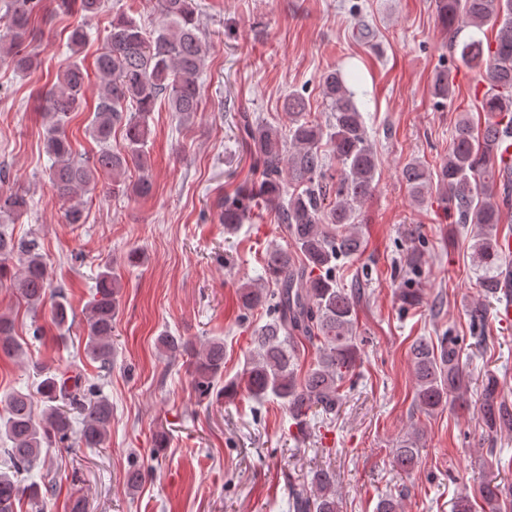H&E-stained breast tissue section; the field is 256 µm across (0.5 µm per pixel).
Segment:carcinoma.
I'll return each instance as SVG.
<instances>
[{
    "mask_svg": "<svg viewBox=\"0 0 512 512\" xmlns=\"http://www.w3.org/2000/svg\"><path fill=\"white\" fill-rule=\"evenodd\" d=\"M195 0H157L163 17L161 27L146 31L135 19L121 16L112 21L105 50L97 57L100 77L88 132L100 144L91 158L74 155L66 126L74 113L84 109L87 72L74 59L58 76L57 86L40 97L39 111L45 121V147L53 158L48 172L51 195L67 204L68 224L84 223L83 198L98 186L122 188L143 197L152 192L148 171L149 117L160 101L167 102L179 123L194 120L201 111L200 77L208 55L194 6ZM101 0H54L53 11H74L87 19L97 13ZM438 18L453 35L465 27L497 28L492 42L474 37L450 48L460 51V60L477 68L488 84L481 110L483 128L463 117L454 126L448 156L430 170L410 162L401 179L415 201H424V190L437 180L448 210L458 215L461 227L475 226L473 248L484 270V296L497 301L512 295V264L497 249L503 216L512 212V167L500 163L499 146L512 138V0H437ZM43 0H0V63L29 73L39 66L34 41L38 21L45 17ZM90 39L84 24L70 33L73 55ZM323 95L329 112L324 122L309 118L305 98L288 95L283 109L288 130L281 133L250 115L236 123L246 142L256 178L251 184L224 193L220 199L224 229L234 232L250 211L263 203L285 225L294 250L276 247L267 254L266 283H244L240 301L246 310L266 306L273 316L255 330V350L247 359L243 379L251 397L281 402L302 433L312 409L332 414L341 405L343 387L359 359L354 296L336 281L337 262L359 255L365 245L356 219L375 189L377 158L369 141L362 113L353 92L338 69L322 76ZM433 95L453 97L448 70L435 73ZM125 130L126 149L114 152L108 146L112 128ZM328 140L337 167L329 166L322 150ZM141 172L133 184H125L130 168ZM30 208L27 195L0 189V223L12 224ZM119 276L110 265L97 274L96 293L85 310V355L110 368L112 332L118 315L116 288ZM13 288L29 310L37 312L51 300V323L57 329L70 326L71 307L62 287L52 286L47 264L34 239L16 240L0 231V288ZM489 306L476 303L469 312V347L481 348ZM461 336H444L436 346L426 339L410 347L415 377V404L431 413L449 400L466 404L469 374L462 361ZM315 350V361L298 372L297 346ZM21 360L26 350L18 341L14 320L0 314V355ZM192 375L197 388L206 393L224 371V343L213 340L193 353ZM44 403L37 410L31 396L20 390L3 400L0 418V454L6 469L0 470V512H17L22 500L35 512H45L53 485L24 483L21 475L39 464L42 449L102 448L109 440L112 404L100 387L79 372L47 371L38 385ZM81 418L74 429L72 414ZM477 418L486 434L491 457L501 455L498 436L512 432V404L499 395L493 375L482 381ZM420 434L414 432L393 450L394 466L410 474L419 461ZM479 495L488 512L512 508V486L494 481L483 483ZM293 512H339L336 474L316 471L311 487H293Z\"/></svg>",
    "mask_w": 512,
    "mask_h": 512,
    "instance_id": "1",
    "label": "carcinoma"
}]
</instances>
